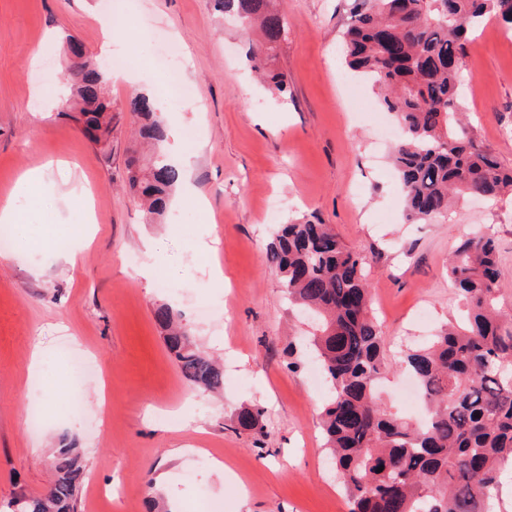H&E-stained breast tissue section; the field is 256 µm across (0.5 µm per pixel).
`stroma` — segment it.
<instances>
[{
    "label": "stroma",
    "instance_id": "35a3bbf8",
    "mask_svg": "<svg viewBox=\"0 0 512 512\" xmlns=\"http://www.w3.org/2000/svg\"><path fill=\"white\" fill-rule=\"evenodd\" d=\"M358 2L283 0L289 36L273 67L288 96L277 99L250 72L258 33L225 23L214 0H0V201L25 216L23 243L0 253V502L40 493L72 437L88 471L83 512H169V499L187 508L203 497L224 512H348L318 425L327 388L302 344L315 325L288 303L267 256L270 196L282 200L276 223L321 220L364 257L391 364L456 317L446 265L460 238L494 234L500 303L512 310L511 198H464L447 219L407 221L390 119L344 62L341 33ZM105 14L129 35L122 49L165 120L196 131L182 150L197 193H173L178 223H149L125 185L133 90L122 72L110 81L109 147L66 115L65 37L96 53ZM487 26L468 47L464 110L512 167V33ZM176 47L192 95L171 102L157 59ZM43 166L53 189L35 206L16 185ZM150 266L161 277H145ZM163 304L223 363V390L200 393L183 377L155 320ZM64 340L97 358L103 377L77 380L56 362ZM70 393L79 413L54 401ZM253 407L259 436L237 422Z\"/></svg>",
    "mask_w": 512,
    "mask_h": 512
}]
</instances>
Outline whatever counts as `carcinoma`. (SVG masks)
I'll return each mask as SVG.
<instances>
[{
    "label": "carcinoma",
    "mask_w": 512,
    "mask_h": 512,
    "mask_svg": "<svg viewBox=\"0 0 512 512\" xmlns=\"http://www.w3.org/2000/svg\"><path fill=\"white\" fill-rule=\"evenodd\" d=\"M217 6L241 25L258 26L262 45L249 59L266 83L286 94L284 76L271 67L288 41V21L274 0H217ZM488 17L512 30V0H363L341 35L349 69L378 86L381 105L398 120L390 160L412 223L447 217L461 195L512 196V168L462 118L464 59ZM69 48L79 58L67 68L71 111L87 137L106 146L113 111L109 77L83 57L82 43L72 38ZM126 109L153 151L131 152L125 183L151 218L161 219L182 173L161 150L167 127L152 102L132 96ZM269 261L289 300L319 320L311 345L330 388L320 423L348 512H491L500 475L512 469V313L499 305L494 239L460 242L447 275L465 302L464 314L428 346L407 349L401 361L427 406L419 423L380 402L379 388L392 366L372 312L363 257L330 225L305 220L278 226ZM155 318L187 381L205 391L223 387V367L197 348L170 309L159 307ZM261 416L246 408L238 424L258 433ZM51 469L45 493H18L0 502V512H78L81 449L62 445Z\"/></svg>",
    "instance_id": "obj_1"
}]
</instances>
